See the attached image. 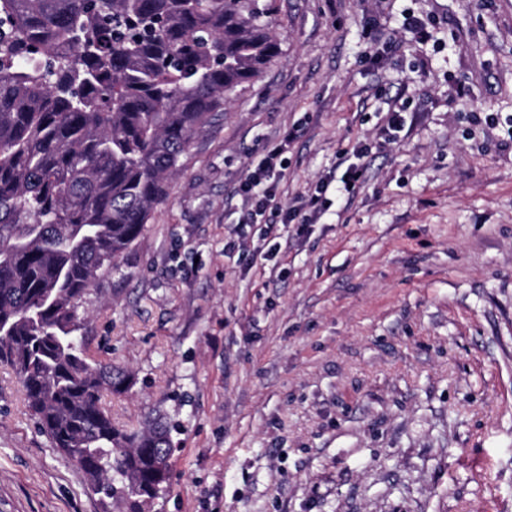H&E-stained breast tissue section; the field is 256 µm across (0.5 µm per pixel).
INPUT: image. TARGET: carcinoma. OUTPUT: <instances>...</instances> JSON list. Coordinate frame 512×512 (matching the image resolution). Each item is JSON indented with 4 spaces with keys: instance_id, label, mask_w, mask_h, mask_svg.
Returning a JSON list of instances; mask_svg holds the SVG:
<instances>
[{
    "instance_id": "cac0c4a2",
    "label": "carcinoma",
    "mask_w": 512,
    "mask_h": 512,
    "mask_svg": "<svg viewBox=\"0 0 512 512\" xmlns=\"http://www.w3.org/2000/svg\"><path fill=\"white\" fill-rule=\"evenodd\" d=\"M277 0H0V363L88 489L147 512L171 436L102 406L83 298L143 234L191 141L282 54Z\"/></svg>"
}]
</instances>
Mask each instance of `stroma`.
Masks as SVG:
<instances>
[{
	"label": "stroma",
	"mask_w": 512,
	"mask_h": 512,
	"mask_svg": "<svg viewBox=\"0 0 512 512\" xmlns=\"http://www.w3.org/2000/svg\"><path fill=\"white\" fill-rule=\"evenodd\" d=\"M278 5L282 56L83 303L89 356L133 377L113 421L171 427L151 512H512V0ZM278 144L282 207L362 144L363 182L305 227L242 223ZM0 512H104L5 365Z\"/></svg>",
	"instance_id": "obj_1"
}]
</instances>
